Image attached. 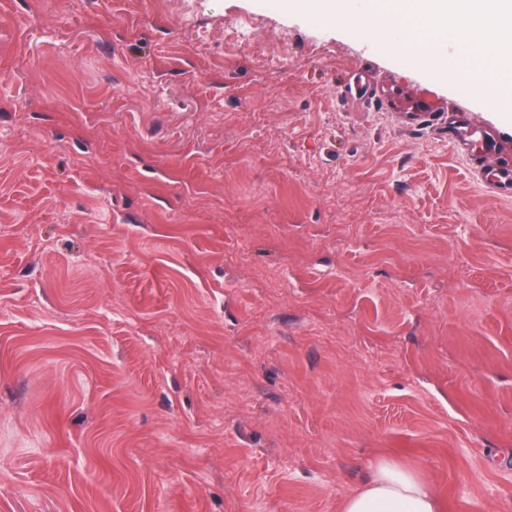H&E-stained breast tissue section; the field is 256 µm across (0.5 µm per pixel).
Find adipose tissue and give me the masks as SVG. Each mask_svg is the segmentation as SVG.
Returning <instances> with one entry per match:
<instances>
[{"label": "adipose tissue", "mask_w": 512, "mask_h": 512, "mask_svg": "<svg viewBox=\"0 0 512 512\" xmlns=\"http://www.w3.org/2000/svg\"><path fill=\"white\" fill-rule=\"evenodd\" d=\"M339 512H446V508L418 469L383 458L342 500Z\"/></svg>", "instance_id": "adipose-tissue-1"}]
</instances>
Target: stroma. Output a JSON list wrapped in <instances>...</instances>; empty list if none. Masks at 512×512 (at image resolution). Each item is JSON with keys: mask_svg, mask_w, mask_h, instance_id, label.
<instances>
[{"mask_svg": "<svg viewBox=\"0 0 512 512\" xmlns=\"http://www.w3.org/2000/svg\"><path fill=\"white\" fill-rule=\"evenodd\" d=\"M304 0H0V512L512 505V111ZM433 99L421 96V88ZM445 503L422 473L391 459L374 463L339 512H445Z\"/></svg>", "mask_w": 512, "mask_h": 512, "instance_id": "1", "label": "stroma"}]
</instances>
